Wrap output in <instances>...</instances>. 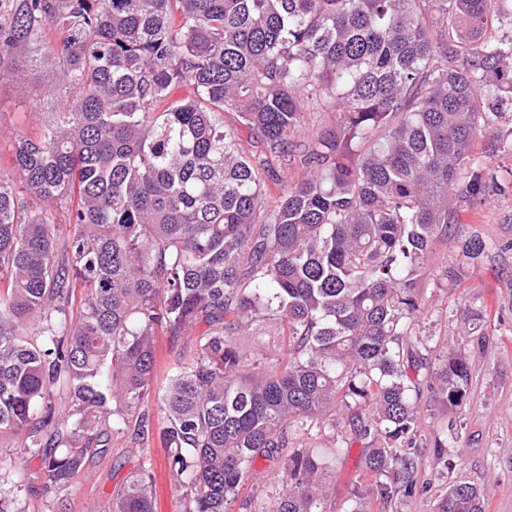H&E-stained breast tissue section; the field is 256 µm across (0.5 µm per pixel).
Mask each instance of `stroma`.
Masks as SVG:
<instances>
[{"mask_svg": "<svg viewBox=\"0 0 512 512\" xmlns=\"http://www.w3.org/2000/svg\"><path fill=\"white\" fill-rule=\"evenodd\" d=\"M19 66L29 71L28 91H21L10 79L0 80V127L29 132L35 127L36 113L53 104L47 93L50 69L20 58ZM471 163L495 174L509 186L508 195L459 216L463 234L478 233L488 244L484 256L470 266L458 282L445 279V267L459 263L455 245H438L425 261L421 285L426 316L415 331L421 342L442 343L455 335L456 310L472 307L484 315V336L469 341L472 355L470 399L465 407L445 409L431 398L420 406L423 446L419 458L422 493L403 498L392 505L369 503L367 512H431L434 499L454 482L465 481L487 492V512H512V109H505L489 133L475 146ZM455 422L457 440L449 442L452 463L445 470L433 457L432 440L436 430ZM363 448L354 444L348 454L333 462L327 474L328 497L320 512H352L356 488L365 487L368 478L361 471ZM165 450L159 439H152L145 450L134 447L129 436L109 441L105 456L91 458L87 474L65 487L36 484L28 498L32 512H89L92 505L111 503L126 477L140 463L152 462L156 473V512H180L181 495L164 466Z\"/></svg>", "mask_w": 512, "mask_h": 512, "instance_id": "obj_1", "label": "stroma"}]
</instances>
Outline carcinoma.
I'll use <instances>...</instances> for the list:
<instances>
[{
    "label": "carcinoma",
    "mask_w": 512,
    "mask_h": 512,
    "mask_svg": "<svg viewBox=\"0 0 512 512\" xmlns=\"http://www.w3.org/2000/svg\"><path fill=\"white\" fill-rule=\"evenodd\" d=\"M506 16L512 0H0V80L28 87L21 54L56 76L0 174V440H22L0 453V512H24L37 479L85 475L109 451L103 421L158 433L183 512H229L256 460L284 454L255 512H317L327 455L288 429L334 430L341 408L351 437L332 453L361 443L372 478L357 498L414 494L421 383L467 405L464 342L482 336L466 309L433 368L412 332L426 259L457 214L505 194L470 157L512 104ZM321 103L336 121L306 136ZM281 161L301 178H269ZM457 243L450 281L487 249ZM200 326L158 381V333ZM272 326L288 356L260 363L238 336ZM455 437L435 436L437 458ZM486 498L459 481L432 512ZM100 512H154L151 466Z\"/></svg>",
    "instance_id": "carcinoma-1"
}]
</instances>
